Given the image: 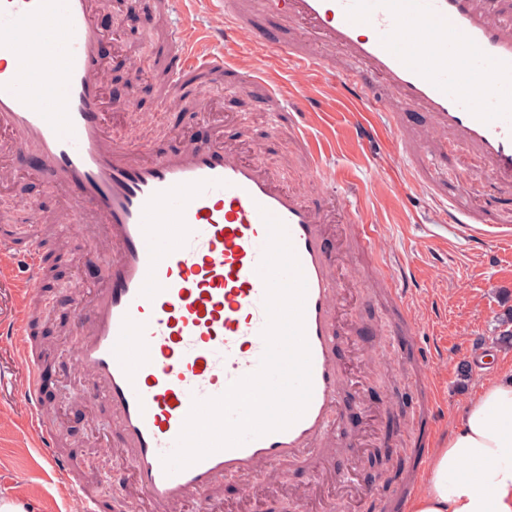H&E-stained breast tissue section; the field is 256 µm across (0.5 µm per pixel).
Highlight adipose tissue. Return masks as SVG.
I'll list each match as a JSON object with an SVG mask.
<instances>
[{
    "mask_svg": "<svg viewBox=\"0 0 512 512\" xmlns=\"http://www.w3.org/2000/svg\"><path fill=\"white\" fill-rule=\"evenodd\" d=\"M413 512H512V375L488 380L434 452Z\"/></svg>",
    "mask_w": 512,
    "mask_h": 512,
    "instance_id": "ef3b65f1",
    "label": "adipose tissue"
}]
</instances>
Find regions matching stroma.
I'll return each instance as SVG.
<instances>
[{"mask_svg":"<svg viewBox=\"0 0 512 512\" xmlns=\"http://www.w3.org/2000/svg\"><path fill=\"white\" fill-rule=\"evenodd\" d=\"M152 9L151 0H143L140 9L122 22H115L105 11L98 16L103 28L116 33L128 61L142 69L168 50L166 40L153 36L144 21ZM310 89L324 102L321 120L309 131L331 147L328 162L336 168L337 191L347 192L358 217L378 225L376 252L404 262L416 274L417 339L432 353L434 347L442 349L441 355L433 353L431 370L442 401L440 432L448 434L489 377L512 373V349L495 341L498 320L512 306V245L482 246L439 229L433 221L439 204L416 184L406 165L397 163L402 144L392 130H384L374 142H359L356 128L362 106L326 94L317 78L311 79ZM401 120L414 132L441 142L443 157L436 160L435 168L443 194L457 206L481 208L494 223L512 225V196L496 188L481 160L430 128L422 113L410 109L402 112ZM111 125L120 134L146 140L156 153L168 150L177 133L193 141L241 140L261 149L266 164L285 173L288 183L314 193L322 188L312 172L289 157L288 123L272 126L263 100L220 84L200 96L197 107L184 110L161 103L158 83L143 79L132 111L113 107ZM0 168L6 171L0 179V199L9 203L0 212V226L37 237L44 224L50 223L57 236L69 243L58 264L62 279L38 291L57 306L55 320L41 327L37 336L51 357L52 380L46 397L55 411V422L67 428L70 442L87 459L83 479L97 495L118 500L123 512H155L132 485L116 446L111 416L84 398L87 381L75 365L72 303L78 297L89 300L100 286L98 277L81 273L80 268L87 253L104 248V230L91 224L71 228L74 201L29 167L26 158L15 155L11 135L3 130ZM343 282L361 296L350 313L366 360L365 396L382 407L380 442L409 455L423 402L421 380L414 368L402 366L408 349L393 340L392 319L381 288L353 268L344 272ZM481 352L491 356L489 370L474 367ZM344 410L347 433L332 451L329 467L339 474L353 472L365 492L363 498L350 501L345 512H394L393 504L411 474L396 469L380 474L366 462L351 470L349 446L368 415L351 400ZM37 462L21 396V372L7 339L0 341V500L32 504L35 512H80L77 501L61 498L55 478ZM292 484L307 490L303 512H327L326 505L336 494L335 485L322 474L284 465L272 469L267 481L248 487L226 481L220 491L219 512H287L292 505L288 497Z\"/></svg>","mask_w":512,"mask_h":512,"instance_id":"35a3bbf8","label":"stroma"}]
</instances>
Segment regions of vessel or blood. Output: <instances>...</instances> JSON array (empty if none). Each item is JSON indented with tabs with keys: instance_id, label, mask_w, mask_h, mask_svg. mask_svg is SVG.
I'll return each mask as SVG.
<instances>
[{
	"instance_id": "1",
	"label": "vessel or blood",
	"mask_w": 512,
	"mask_h": 512,
	"mask_svg": "<svg viewBox=\"0 0 512 512\" xmlns=\"http://www.w3.org/2000/svg\"><path fill=\"white\" fill-rule=\"evenodd\" d=\"M99 9L100 0H0V129L12 135L18 154L35 155L49 181L71 194L74 223L105 229L108 247L92 257L105 286L76 309V365L91 382L90 398L112 415L136 488L156 512L191 500L200 512H215L226 479L258 481L268 467L289 462L326 468L324 444L345 427L336 212L282 185L231 143H182L155 154L137 138L115 140ZM213 14L200 33L171 25L162 101L214 78L228 86L244 77L262 82L253 65L228 63L198 45L246 39L290 63L295 145L323 184L336 181L324 163L329 149L303 129L320 113L322 101L309 94L307 81L318 73L338 82L347 99L384 113L392 128L400 126L393 102L423 112L432 128L483 161L497 188L512 193V0H261L257 13L246 0H216ZM263 14L289 22L290 30L262 26ZM326 48L349 60L351 70L338 71L324 58ZM427 149L407 139L402 155L437 197ZM266 212L284 223L306 281L310 402L286 429L166 473L163 459L175 451L193 401L222 395L260 365L267 314L257 267L268 237ZM438 223L482 245L512 241L511 225L477 210L449 206ZM355 232L388 287L395 335H415L411 270L375 256L377 225L360 220ZM5 255L19 271L18 300L0 335L16 340L27 370L23 397L35 445L82 512H102L43 419L28 300L43 282L45 258L34 245ZM414 353L427 383L422 411L431 416L441 400L430 357L419 346Z\"/></svg>"
}]
</instances>
